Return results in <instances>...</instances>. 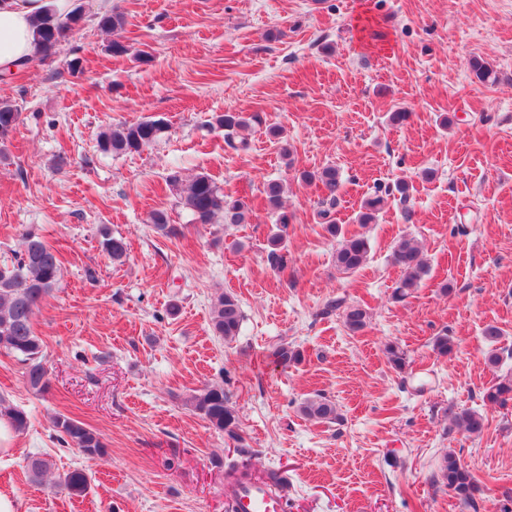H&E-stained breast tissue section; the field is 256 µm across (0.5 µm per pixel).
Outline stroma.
Masks as SVG:
<instances>
[{"label": "stroma", "instance_id": "35a3bbf8", "mask_svg": "<svg viewBox=\"0 0 512 512\" xmlns=\"http://www.w3.org/2000/svg\"><path fill=\"white\" fill-rule=\"evenodd\" d=\"M73 3L84 14L75 39L0 80V100L20 114L0 151V262L31 231L63 266L34 317L49 392L30 390L23 364L0 353V397L28 417L0 451V493L19 495L25 512H232L224 460L244 447L253 480L282 472L285 512H467L435 479L452 449L481 489L478 512H512V404L482 401L512 375V0H111L126 19L124 56L97 25L100 0ZM475 56L497 83L475 81ZM227 111L265 114L248 151L225 147L213 121ZM399 111L408 121L391 124ZM147 117L168 125L156 144L99 150L109 125ZM328 166L342 182V232L371 243L353 275L337 270V241L316 217L321 184L300 179ZM174 167L244 198L250 222L193 223L165 182ZM398 179L413 185L410 202L358 223L374 185ZM272 180L294 214L283 274L266 259ZM155 211L178 235L152 228ZM104 227L128 241L123 263L103 252ZM405 236L424 244L430 273L399 302L393 251ZM223 292L244 313L231 341L211 326ZM336 298L367 310L363 330L326 311ZM489 323L502 331L494 344ZM444 332L456 347L442 357L433 340ZM390 341L407 372L388 364ZM281 343L301 351L299 364L275 367ZM209 384L230 394L236 436L188 406ZM316 394L337 420L299 413ZM451 405L482 413L484 432L450 429ZM61 413L88 423L104 456L61 445ZM36 457L52 463L40 483L28 473ZM75 469L91 482L80 498L55 486Z\"/></svg>", "mask_w": 512, "mask_h": 512}]
</instances>
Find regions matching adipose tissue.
<instances>
[{"mask_svg":"<svg viewBox=\"0 0 512 512\" xmlns=\"http://www.w3.org/2000/svg\"><path fill=\"white\" fill-rule=\"evenodd\" d=\"M48 6L63 15L71 10L72 0H0V69L34 55L35 22Z\"/></svg>","mask_w":512,"mask_h":512,"instance_id":"ef3b65f1","label":"adipose tissue"}]
</instances>
